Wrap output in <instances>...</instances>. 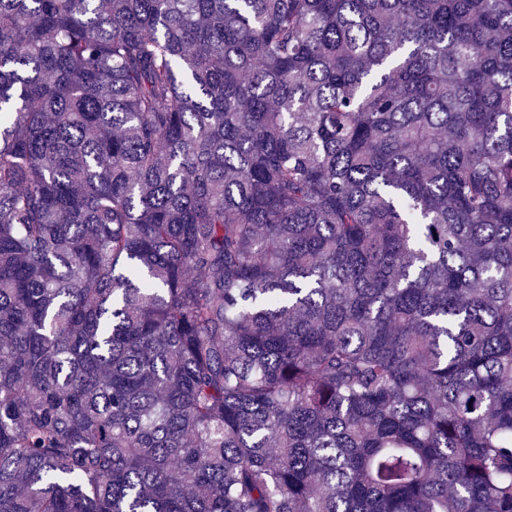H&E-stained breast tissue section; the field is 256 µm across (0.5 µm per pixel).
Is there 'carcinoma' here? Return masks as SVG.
Returning a JSON list of instances; mask_svg holds the SVG:
<instances>
[{"label":"carcinoma","instance_id":"carcinoma-1","mask_svg":"<svg viewBox=\"0 0 512 512\" xmlns=\"http://www.w3.org/2000/svg\"><path fill=\"white\" fill-rule=\"evenodd\" d=\"M0 512H512V0H0Z\"/></svg>","mask_w":512,"mask_h":512}]
</instances>
